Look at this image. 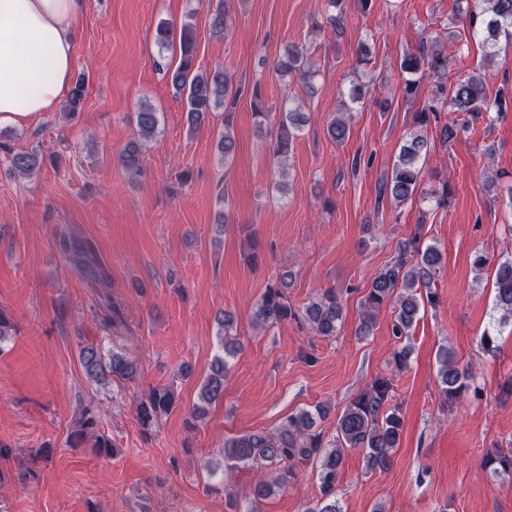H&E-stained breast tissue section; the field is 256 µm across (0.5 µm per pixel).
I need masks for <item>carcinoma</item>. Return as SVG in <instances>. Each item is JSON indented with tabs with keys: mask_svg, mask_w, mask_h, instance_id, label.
Masks as SVG:
<instances>
[{
	"mask_svg": "<svg viewBox=\"0 0 512 512\" xmlns=\"http://www.w3.org/2000/svg\"><path fill=\"white\" fill-rule=\"evenodd\" d=\"M464 18L472 36H481L491 49L496 48L502 39L512 40V0H478L476 5L466 9ZM154 40L162 48L179 50V64L172 72L171 81L177 90L186 93L191 124L199 125L208 112L224 106L229 94V80L222 70L204 75L195 67L196 41L191 23L184 22L177 29L173 24L161 21L156 27ZM456 61L457 55L448 52L447 48L424 42L418 52L404 55L400 63L401 72L408 75L404 84L406 94H414L423 79L434 82L432 100L415 113V123L430 125L439 119V107L448 106L450 117L441 130L445 143L455 140L460 132L470 128V123L483 116L489 121L500 117L508 111V101L512 100V92L504 91L494 99H488L479 75L446 84L449 64ZM277 70L284 76H297L304 81L313 77L303 50L296 45L288 46L277 63ZM85 93L84 82L77 81L63 106L66 117L75 116ZM250 104L256 126L260 128L268 120L269 113L257 87L250 93ZM351 111L352 108L345 103L338 109L327 127L332 139L342 142L349 136ZM136 119L142 137L155 134L158 117L151 108H142L136 113ZM305 122L304 113L297 110L280 113L279 132L273 146L276 160L288 155L293 132L300 130ZM235 148L231 115L228 114L224 117V135L218 142L222 160H228ZM425 151L427 141L424 136L417 134L406 141L392 164L390 175L380 187L379 196H387L399 203L413 198L422 181L420 161ZM120 160L125 169L140 172L141 144L130 142ZM13 165L18 171L30 175L41 168L42 159L35 151L18 153L13 157ZM60 248L86 280L104 288L110 287L109 276L87 241L65 237L60 240ZM441 261L442 254L436 247L429 245L422 249L418 236H413L399 245L397 256L380 270L362 301L357 328L360 336L371 335L376 312L387 304L392 305L391 335L397 342L393 362L399 371L408 366L411 355L409 340L412 328L419 320L421 306L426 302L433 304L438 301V294L433 291V276ZM287 287L283 280L265 286L255 313L259 324L272 326L293 318L307 323L317 336L336 335L343 307L335 290L324 291L298 314L288 304L285 294ZM495 306L503 312V316H512V258L509 257L496 265ZM99 307L104 311L99 321L101 330L107 332L124 325L125 302L122 299L107 291L99 296ZM219 325L222 346L229 354L236 350L233 316L223 314ZM79 360L87 377L100 387L113 383L129 384L139 378L140 368L136 361L121 352L106 351L98 344L88 343L81 347ZM436 364L440 394L443 402L450 406L467 388L463 379L468 372L459 369L446 346L438 349ZM225 373L224 357H215L200 388L199 403L191 410L193 419L201 418L205 407L224 397ZM391 387L389 380L378 378L355 396L336 419V437L332 442L325 440L323 432L315 430L316 418L324 419L327 416V411L319 406L313 413L302 410L288 415L273 432L229 437L224 440L225 467L252 473L247 495L256 508L274 490H283L294 481L301 465L311 463L316 467L319 495L309 512H339L336 506V482L346 449L362 451L368 469L386 470L391 464L392 451L400 445L403 419L399 410L390 406ZM173 404V394L166 387L153 388L146 398L138 400L137 419L144 434L150 435L156 430L159 417L168 412ZM87 438L92 440L93 450L100 454L110 453L112 441L100 431L99 411L91 406L82 409L80 429L71 436L72 444L77 445ZM484 467L496 475H512V448L488 453Z\"/></svg>",
	"mask_w": 512,
	"mask_h": 512,
	"instance_id": "carcinoma-1",
	"label": "carcinoma"
}]
</instances>
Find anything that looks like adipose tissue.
Masks as SVG:
<instances>
[{"label":"adipose tissue","mask_w":512,"mask_h":512,"mask_svg":"<svg viewBox=\"0 0 512 512\" xmlns=\"http://www.w3.org/2000/svg\"><path fill=\"white\" fill-rule=\"evenodd\" d=\"M86 0H0V123L54 111L73 67Z\"/></svg>","instance_id":"adipose-tissue-1"}]
</instances>
